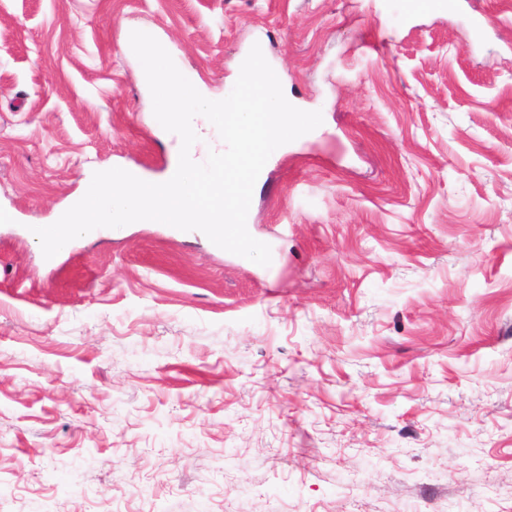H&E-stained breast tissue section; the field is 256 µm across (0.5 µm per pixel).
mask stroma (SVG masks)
I'll use <instances>...</instances> for the list:
<instances>
[{
  "label": "stroma",
  "mask_w": 512,
  "mask_h": 512,
  "mask_svg": "<svg viewBox=\"0 0 512 512\" xmlns=\"http://www.w3.org/2000/svg\"><path fill=\"white\" fill-rule=\"evenodd\" d=\"M134 27L321 111L254 186L276 275L166 224L44 258L177 156ZM2 211L0 512H512V0H0Z\"/></svg>",
  "instance_id": "obj_1"
}]
</instances>
